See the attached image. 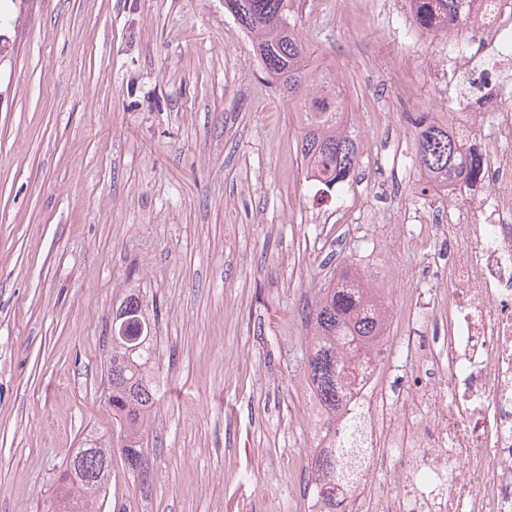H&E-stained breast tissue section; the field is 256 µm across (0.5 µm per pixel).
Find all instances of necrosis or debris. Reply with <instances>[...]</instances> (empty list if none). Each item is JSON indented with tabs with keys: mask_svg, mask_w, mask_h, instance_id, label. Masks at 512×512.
Listing matches in <instances>:
<instances>
[{
	"mask_svg": "<svg viewBox=\"0 0 512 512\" xmlns=\"http://www.w3.org/2000/svg\"><path fill=\"white\" fill-rule=\"evenodd\" d=\"M471 25L497 60H512V0H485ZM470 64L462 47L449 45L448 125L466 137L481 129L474 149L490 186L481 193L471 180L448 188L451 288L441 308L421 307V289L404 290L409 320L443 323L445 334L407 351L403 368L414 376L434 364L440 374L394 397L386 349L358 364L353 411L374 463L337 497V512H512V105L490 122L470 111L456 93Z\"/></svg>",
	"mask_w": 512,
	"mask_h": 512,
	"instance_id": "necrosis-or-debris-1",
	"label": "necrosis or debris"
}]
</instances>
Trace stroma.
<instances>
[{
  "label": "stroma",
  "instance_id": "stroma-1",
  "mask_svg": "<svg viewBox=\"0 0 512 512\" xmlns=\"http://www.w3.org/2000/svg\"><path fill=\"white\" fill-rule=\"evenodd\" d=\"M412 17L409 0H301L361 132L358 168L319 203L224 0H0V512H41L85 437L111 434L103 364L132 286L159 307L161 399L147 476L113 451L100 512H307L319 288L356 261L390 335L438 334L391 291L436 276L404 214L448 221L412 124L448 123V38L399 37Z\"/></svg>",
  "mask_w": 512,
  "mask_h": 512
}]
</instances>
